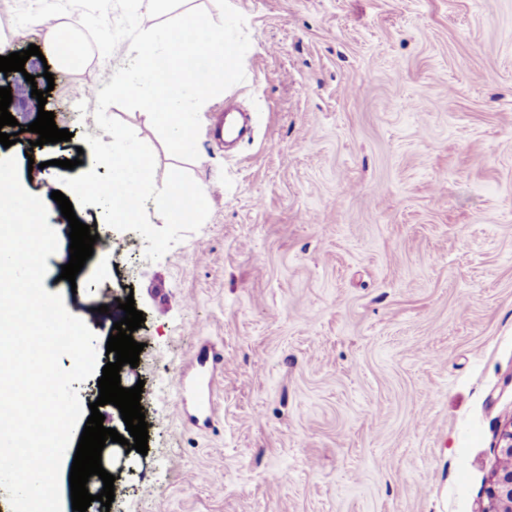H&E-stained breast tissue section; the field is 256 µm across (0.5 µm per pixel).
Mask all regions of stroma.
Here are the masks:
<instances>
[{"mask_svg":"<svg viewBox=\"0 0 512 512\" xmlns=\"http://www.w3.org/2000/svg\"><path fill=\"white\" fill-rule=\"evenodd\" d=\"M232 2L245 79L211 99L197 160L142 110H108L152 149L156 181L179 168L207 188L201 228L152 262L138 233L75 206L112 246L71 283L69 222L48 208L44 284L99 365L124 316L104 300L145 317L124 383L143 386L148 452H106L110 512H479L512 425V0ZM128 48L78 71L49 59L68 142L32 146L38 101L7 77L25 131L0 159L27 192L62 190L57 159L106 174L85 142L96 102L71 91ZM216 345L215 416L193 424L173 412L180 371Z\"/></svg>","mask_w":512,"mask_h":512,"instance_id":"1","label":"stroma"}]
</instances>
